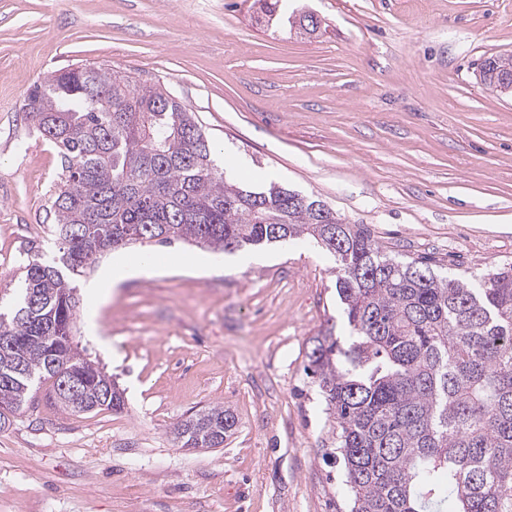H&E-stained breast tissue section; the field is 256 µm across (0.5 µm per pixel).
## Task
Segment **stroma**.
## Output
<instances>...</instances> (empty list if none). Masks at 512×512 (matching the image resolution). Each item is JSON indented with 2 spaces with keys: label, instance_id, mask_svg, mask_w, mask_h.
Masks as SVG:
<instances>
[{
  "label": "stroma",
  "instance_id": "35a3bbf8",
  "mask_svg": "<svg viewBox=\"0 0 512 512\" xmlns=\"http://www.w3.org/2000/svg\"><path fill=\"white\" fill-rule=\"evenodd\" d=\"M307 37L255 0H0V286L51 248L55 147L23 110L31 86L95 64L167 89L194 112L227 179L276 181L368 226L380 248L440 274L512 262V95L478 65L512 55V0H286ZM207 259L85 293L73 341L124 393L73 415L43 382L0 430V512H349L336 425L303 371L311 340L346 336L335 259L307 240ZM221 405L223 445L172 428Z\"/></svg>",
  "mask_w": 512,
  "mask_h": 512
}]
</instances>
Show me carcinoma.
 <instances>
[{"instance_id":"obj_1","label":"carcinoma","mask_w":512,"mask_h":512,"mask_svg":"<svg viewBox=\"0 0 512 512\" xmlns=\"http://www.w3.org/2000/svg\"><path fill=\"white\" fill-rule=\"evenodd\" d=\"M512 58L485 59L484 84L512 92ZM23 110L58 150L52 200L58 255L20 267L0 293V383L6 409L52 381L75 414L124 408L123 391L58 328L76 324V277L95 253L183 242L234 251L309 239L336 258L349 328L314 337L306 372L336 436L351 512H512V264L465 281L435 260L403 261L364 224L276 182L230 183L195 115L161 87L109 68L59 70L30 89ZM71 381L77 391L61 389ZM235 427L212 407L182 421L186 448H217Z\"/></svg>"}]
</instances>
